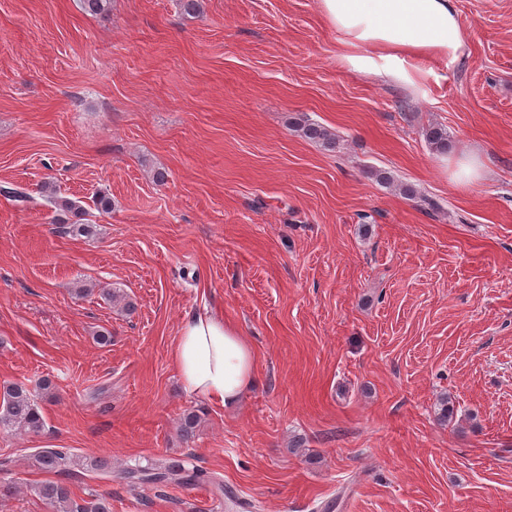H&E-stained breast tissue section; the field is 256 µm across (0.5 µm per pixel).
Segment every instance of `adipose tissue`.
I'll return each instance as SVG.
<instances>
[{"instance_id":"obj_1","label":"adipose tissue","mask_w":512,"mask_h":512,"mask_svg":"<svg viewBox=\"0 0 512 512\" xmlns=\"http://www.w3.org/2000/svg\"><path fill=\"white\" fill-rule=\"evenodd\" d=\"M320 10L353 48L348 63L379 75L404 72L412 58L456 56L464 46L454 0H320ZM171 358L185 391L214 404L234 405L253 381L252 347L207 307L183 320Z\"/></svg>"}]
</instances>
